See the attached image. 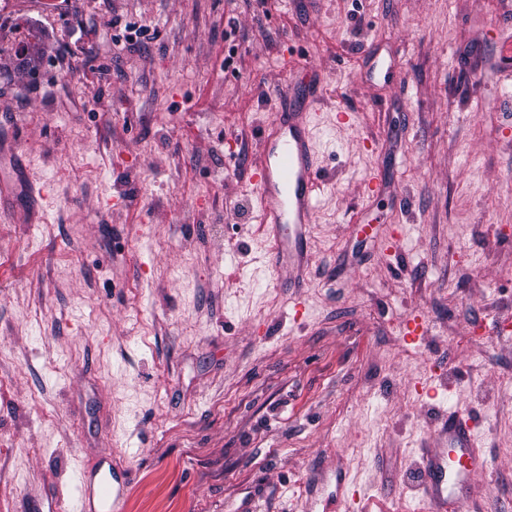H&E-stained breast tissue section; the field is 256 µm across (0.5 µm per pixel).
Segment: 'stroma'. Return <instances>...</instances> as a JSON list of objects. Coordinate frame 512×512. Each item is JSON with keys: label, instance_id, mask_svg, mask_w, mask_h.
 Here are the masks:
<instances>
[{"label": "stroma", "instance_id": "obj_1", "mask_svg": "<svg viewBox=\"0 0 512 512\" xmlns=\"http://www.w3.org/2000/svg\"><path fill=\"white\" fill-rule=\"evenodd\" d=\"M507 40L512 0H0V512H78L104 456L126 512H426L451 409L459 512H512ZM287 60L321 103L295 292L252 184ZM437 439L440 447L423 456L427 511H454L474 494V477L484 469V462L473 428L457 412L448 413Z\"/></svg>", "mask_w": 512, "mask_h": 512}]
</instances>
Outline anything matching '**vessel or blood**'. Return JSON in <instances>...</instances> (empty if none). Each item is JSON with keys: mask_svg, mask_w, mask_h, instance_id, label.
<instances>
[{"mask_svg": "<svg viewBox=\"0 0 512 512\" xmlns=\"http://www.w3.org/2000/svg\"><path fill=\"white\" fill-rule=\"evenodd\" d=\"M301 112L279 113L262 139L260 162L252 179L262 203V224L272 248L269 264L283 288H300L309 264L311 228L320 189L313 134L319 103L317 87L308 90ZM439 445L424 456L425 499L429 512H457L475 492L474 478L484 463L473 428L449 413L439 428ZM126 481L115 470L84 473L76 484L80 512H124Z\"/></svg>", "mask_w": 512, "mask_h": 512, "instance_id": "1", "label": "vessel or blood"}]
</instances>
